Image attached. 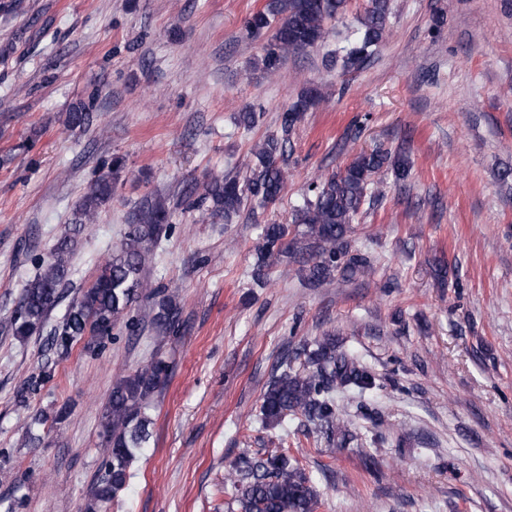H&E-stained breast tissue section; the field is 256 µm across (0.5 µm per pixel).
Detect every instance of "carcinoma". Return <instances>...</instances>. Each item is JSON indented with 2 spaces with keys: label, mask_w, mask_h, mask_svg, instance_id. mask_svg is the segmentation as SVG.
I'll return each instance as SVG.
<instances>
[{
  "label": "carcinoma",
  "mask_w": 512,
  "mask_h": 512,
  "mask_svg": "<svg viewBox=\"0 0 512 512\" xmlns=\"http://www.w3.org/2000/svg\"><path fill=\"white\" fill-rule=\"evenodd\" d=\"M347 6L348 0H270L266 9L251 14L246 31L256 39L270 30L273 21H278L263 46V69L274 74L288 56L317 47L328 36V21L343 15ZM388 14L389 0H368L364 16L359 18V36L341 59L343 71L359 68L372 48L383 41ZM317 102L318 93L312 87L300 94L281 116L279 132L265 136L255 145L254 160L245 176L215 175L196 185L189 196L174 205L159 199L140 207L133 214L121 245L112 250L53 330L51 347L66 351L87 333L99 338L107 336L123 318L130 328L139 324L130 316L131 311L145 297L160 294L143 276L149 247L167 235L179 206L230 224L246 208L254 212L278 203L288 179L291 134ZM92 120L93 107L80 104L66 113L65 125L83 128ZM124 168L120 156L102 166L80 196L71 228L40 260L37 273L22 288L8 325L17 339L23 341L44 330L69 283L78 237L112 203ZM384 168L398 180L404 181L410 175L405 156L376 148L360 151L343 169L310 183L294 223L261 227L253 280L265 284L272 266L283 258L299 265V276L310 288L336 278L350 281L366 273L371 257L352 248L350 234L363 205L375 200L373 177ZM150 322L163 338L179 332V308L173 297L165 296L158 302ZM304 356L301 368H291L268 384L261 398V423L269 428L301 416L328 441L338 438L345 442L352 434L336 407L334 394L351 389L371 392L376 388L375 377L355 357L336 351V345L328 339L304 349ZM168 371L165 361L153 358L112 385L102 415L105 470L95 479L84 512H102L126 486L135 451L150 438L149 400L162 387ZM47 379L45 372L28 378L16 397L25 401ZM226 481L233 489L236 512H316L320 504L305 468L281 450L240 462Z\"/></svg>",
  "instance_id": "1"
}]
</instances>
